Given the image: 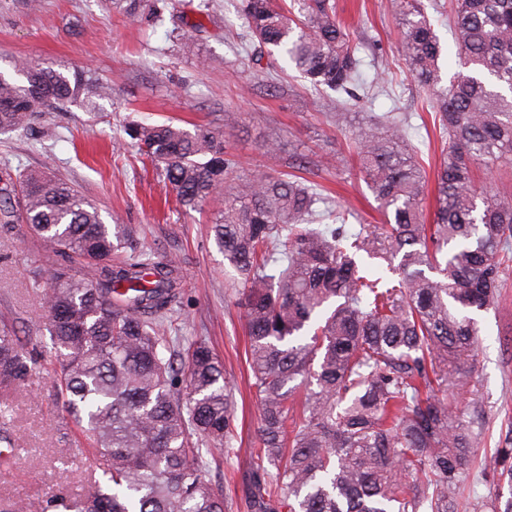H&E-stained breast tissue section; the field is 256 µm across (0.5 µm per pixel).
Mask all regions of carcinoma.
Here are the masks:
<instances>
[{
    "mask_svg": "<svg viewBox=\"0 0 512 512\" xmlns=\"http://www.w3.org/2000/svg\"><path fill=\"white\" fill-rule=\"evenodd\" d=\"M131 21L165 0H105ZM252 43L290 64L316 91L358 98L363 60L335 0H239ZM461 63L441 86L443 46L422 0H400L407 67L431 91L448 136L423 208L426 174L386 115L351 132L359 168L385 223L349 229L351 213L292 173L245 176L224 133L172 121L124 126L123 148L161 169L182 207L218 195L210 235L243 289L250 387L257 398L249 512H454L472 439L445 392L463 385L472 351L512 264V197L475 171L512 163V0H449ZM0 73V133H28L45 108L103 111L112 87L62 66ZM30 227L43 258H59L47 288L48 359L0 326V389L38 366L55 399L104 460L84 499L51 512H225L200 446L235 453V405L207 340L180 346L170 318L183 275L156 261L133 224H106L50 170L0 175V232ZM485 468L506 480L496 512H512V442Z\"/></svg>",
    "mask_w": 512,
    "mask_h": 512,
    "instance_id": "1",
    "label": "carcinoma"
}]
</instances>
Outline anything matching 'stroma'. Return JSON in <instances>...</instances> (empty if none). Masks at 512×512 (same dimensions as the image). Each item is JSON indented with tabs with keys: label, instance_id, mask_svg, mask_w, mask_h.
I'll return each instance as SVG.
<instances>
[{
	"label": "stroma",
	"instance_id": "stroma-1",
	"mask_svg": "<svg viewBox=\"0 0 512 512\" xmlns=\"http://www.w3.org/2000/svg\"><path fill=\"white\" fill-rule=\"evenodd\" d=\"M234 0H168L159 25L130 22L107 11L102 0H41L30 10L22 0H0V71L15 61L63 64L92 74L112 87L104 112L73 106L45 112L32 133L0 134V169L45 168L72 183L94 203L105 221L139 224L144 246L173 262L183 275L182 335L206 337L224 362L237 413L231 459L210 467L212 483L230 488L227 512H246L250 450L258 405L249 386L246 336L236 305L237 286L224 272V256L208 223L224 206L209 201L203 212L176 205L171 187L138 155L114 154L113 139L131 120H181L184 128L211 124L224 130L226 148L241 173H271L307 162L305 179L319 185L337 205L350 209L354 224L381 221L377 203L356 167L354 146L338 130L336 101L305 84L293 67L250 53L241 41L246 25ZM365 60L368 95L347 102L353 125L392 112L405 118L408 145L425 169L441 156L443 138L433 128L429 95L410 79L401 54L398 0H337ZM202 22L192 42L174 36L182 20ZM387 75L376 76L380 62ZM234 124H226V114ZM27 230L0 236V320L13 321L27 348L50 350L44 286L32 283L45 267ZM498 303L481 313L479 343L459 365L467 376L448 403L475 435L458 512H494L498 477L484 461L512 439V266L503 272ZM5 422L14 433L15 457L0 462V508L16 498L42 512L52 496L89 493L102 475L99 457L83 448L73 425L54 401L50 376L32 369L7 396Z\"/></svg>",
	"mask_w": 512,
	"mask_h": 512
}]
</instances>
